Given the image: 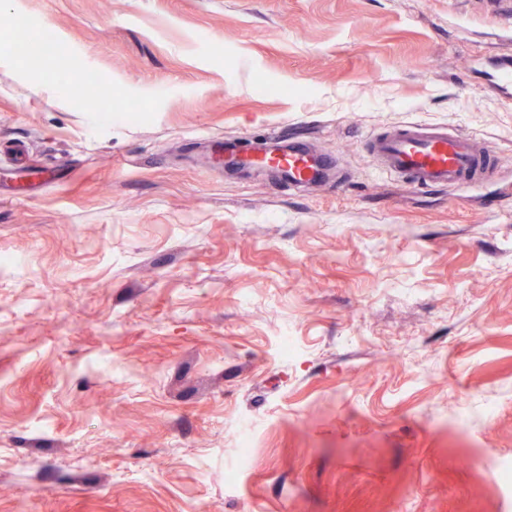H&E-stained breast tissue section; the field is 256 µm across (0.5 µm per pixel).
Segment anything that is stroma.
<instances>
[{"label":"stroma","mask_w":512,"mask_h":512,"mask_svg":"<svg viewBox=\"0 0 512 512\" xmlns=\"http://www.w3.org/2000/svg\"><path fill=\"white\" fill-rule=\"evenodd\" d=\"M35 28L66 54L16 56ZM504 61L512 0H0V512H512L481 463L512 462ZM89 70L139 112L91 109ZM405 121L496 174L379 173ZM270 127L332 184L216 161ZM237 448L241 450V462L247 465L250 460L251 449L255 447L256 429L247 419L242 418L235 433Z\"/></svg>","instance_id":"1"}]
</instances>
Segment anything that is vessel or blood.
<instances>
[{
  "instance_id": "b4317fda",
  "label": "vessel or blood",
  "mask_w": 512,
  "mask_h": 512,
  "mask_svg": "<svg viewBox=\"0 0 512 512\" xmlns=\"http://www.w3.org/2000/svg\"><path fill=\"white\" fill-rule=\"evenodd\" d=\"M224 149L243 153L247 165L255 169L275 164L287 174L288 185L296 188L314 185L313 166L328 165L323 156L311 154L303 142H284L281 133L273 130L250 148L228 140ZM368 150L378 170L402 177L418 189L469 187L493 173L489 157L476 149L469 134L440 124L408 121L393 126L371 136Z\"/></svg>"
}]
</instances>
